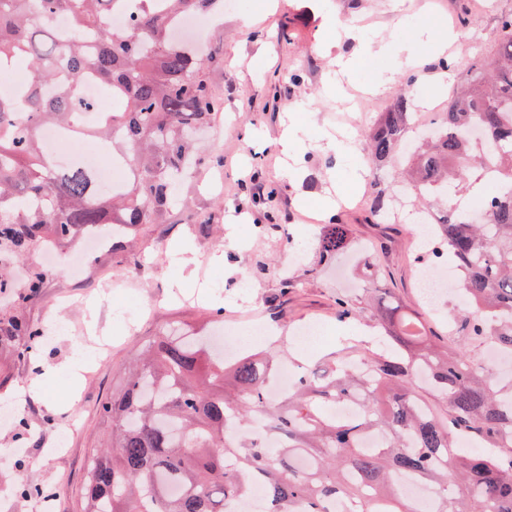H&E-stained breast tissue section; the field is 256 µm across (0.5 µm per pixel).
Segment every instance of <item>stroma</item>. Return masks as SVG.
Returning a JSON list of instances; mask_svg holds the SVG:
<instances>
[{
  "label": "stroma",
  "instance_id": "obj_1",
  "mask_svg": "<svg viewBox=\"0 0 512 512\" xmlns=\"http://www.w3.org/2000/svg\"><path fill=\"white\" fill-rule=\"evenodd\" d=\"M266 2L237 0L208 35L210 54L224 61L207 73L221 105L220 124L199 130L196 147L218 162L186 178V205L127 234L116 250L107 246L84 255L85 240L111 234L110 225L96 224L20 258L0 253V272L16 287H23L33 270L51 271L41 295L23 308L0 295V319L16 315L54 333L24 359L15 346H0V410L13 419L12 425H0V512H40V499L16 492L24 479L44 489L54 512H81L91 451L109 433L101 406L122 381L121 361L173 323L203 329L212 306L197 299L196 279L170 255L173 243L189 242L199 260V276L216 281L225 326L256 320L277 329L271 348L296 365L323 368L347 350L373 348L388 327L372 309L380 300L391 302L399 314L418 318L436 334L438 344L460 346V339L448 336L451 300L428 310L417 288L423 261L418 201L414 188L400 186V161L368 164L365 184L357 190L350 168L334 169L324 149L323 133L344 129L354 118L330 71L334 55L354 53L359 41L376 38L385 45L354 76L362 86L382 71L393 76L390 87L366 98L355 135L363 141L400 93L416 89L427 94V79L439 69L438 58L430 56L409 66L398 50L402 40L420 28L433 38L448 29L456 32L451 49L455 67L448 73L447 91L439 95L440 103H447L449 92L474 64L497 53L499 20L512 14V0H312L305 10L299 0H278L271 13ZM321 42L332 44V53L318 51ZM291 115L307 145L304 172L296 181L284 176L278 146ZM335 183L350 189L352 201L321 218L320 206ZM259 185L277 193L278 230L264 227L255 191ZM380 191L387 201L402 202L386 235L370 213ZM329 223L348 225L354 244L324 262L316 243ZM217 252L226 254L227 265L210 264ZM285 277L293 283L286 291L280 285ZM340 297L362 308V316L340 318ZM143 306L148 312L142 316L138 310ZM314 321L323 340L319 351L309 355L298 336ZM102 337L110 338L111 349L88 365L78 394H71L62 379L15 398L36 363H64L74 346Z\"/></svg>",
  "mask_w": 512,
  "mask_h": 512
}]
</instances>
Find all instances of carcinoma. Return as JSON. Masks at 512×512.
I'll use <instances>...</instances> for the list:
<instances>
[{"instance_id": "1", "label": "carcinoma", "mask_w": 512, "mask_h": 512, "mask_svg": "<svg viewBox=\"0 0 512 512\" xmlns=\"http://www.w3.org/2000/svg\"><path fill=\"white\" fill-rule=\"evenodd\" d=\"M215 0H0V69L24 63L28 93L0 97V250L21 256L71 239L88 224H113L123 235L155 224L179 204L181 177L204 164L192 132L220 104L209 91L211 58L175 39L180 20ZM116 14L121 27L110 24ZM64 17L69 35L52 21ZM486 81L448 100L432 137L409 156L405 180L423 197L447 198L469 174L506 183L473 219L446 203L434 225L438 255L449 256L464 303L448 332L467 343L512 354V15ZM94 80L117 107L87 126L92 107L83 84ZM413 98L401 93L366 135L376 163L401 148ZM90 136L105 157L132 169L124 186L102 190L93 170L58 168L44 154L40 128ZM351 243L345 224L318 242L327 256ZM49 276L31 273L15 305L37 295ZM398 319L375 351L341 358L326 378L301 372L279 404L266 394L280 362L276 351L226 362L208 336H156L129 358L126 379L103 405L110 440L93 450L85 480L86 512H227L231 500L265 486L263 512H422L398 493L402 476L433 490L430 512H512V387L478 366L466 350L442 348L431 332L396 309ZM6 339L26 337V357L42 329L15 324ZM369 366L351 370L354 361ZM360 401L356 417L332 409ZM381 440L364 448L360 439ZM487 444L462 448L460 438Z\"/></svg>"}]
</instances>
